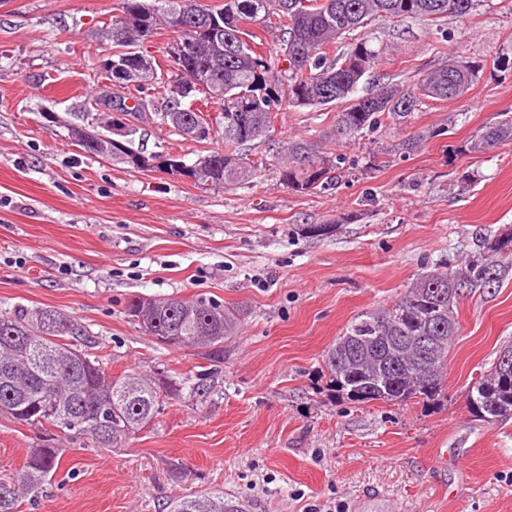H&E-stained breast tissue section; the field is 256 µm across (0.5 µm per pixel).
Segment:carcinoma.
I'll return each instance as SVG.
<instances>
[{
    "mask_svg": "<svg viewBox=\"0 0 512 512\" xmlns=\"http://www.w3.org/2000/svg\"><path fill=\"white\" fill-rule=\"evenodd\" d=\"M479 0H224L219 7L199 0H123L104 39L112 56L132 62L135 75L112 83V93L94 104L121 115L148 109L149 91L161 95L163 123L199 143L220 139L224 148L208 152L211 164L196 173V183L241 188L258 168L244 146L268 137L277 112L285 108L335 109L336 138L326 151L305 139L280 150L279 180L298 193L328 190L346 156L340 142L363 133L406 124L428 100L461 97L479 77L482 66L461 55L428 72L412 86L377 83L357 95L361 80L386 53L366 28L372 21L414 18L438 24L470 14ZM224 15V58L207 48L210 16ZM256 24L275 35L279 51L265 56L243 35ZM167 28L183 45L178 60H166V75L148 54L144 33ZM203 95L222 105L213 120L194 107ZM133 105H128V100ZM70 133L88 154L147 170L134 140L121 148L105 133L70 125ZM437 136L427 129L408 134L385 154H411ZM512 140V116L479 130L472 152L489 151ZM489 252L498 261L470 260L425 271L392 304L354 317L325 353L324 364L336 391L358 404L435 403L444 392L451 340L459 332L454 307L476 288H495L509 270L512 229L502 233ZM129 319L156 343L193 349L209 365H224V340L237 326L236 310L207 298L155 300L132 296ZM78 320L51 307L15 305L0 309V416L36 430L54 427L90 439L101 448L117 446L150 427L161 403L188 390H205V378L165 372L131 371L112 375L102 356L83 344ZM472 415L483 422L512 418V368L499 359L468 389ZM60 449L49 443L34 448L22 469L0 482V512H16L19 499L36 497L52 483L60 467ZM171 512H247L246 504L216 495H186Z\"/></svg>",
    "mask_w": 512,
    "mask_h": 512,
    "instance_id": "cac0c4a2",
    "label": "carcinoma"
}]
</instances>
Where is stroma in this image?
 <instances>
[{"label": "stroma", "mask_w": 512, "mask_h": 512, "mask_svg": "<svg viewBox=\"0 0 512 512\" xmlns=\"http://www.w3.org/2000/svg\"><path fill=\"white\" fill-rule=\"evenodd\" d=\"M120 12L121 0H0V309L75 316L112 375L202 374L209 390L166 401L152 428L116 448L54 432L55 481L19 512H169L211 490L251 501L254 512H512V419L482 422L467 404L471 380L512 346V273L459 301L435 405L352 403L323 362L356 315L391 303L437 262L488 257L512 226V140L466 149L512 114V70L494 64L512 57V0H481L439 29L379 21L388 51L377 73L390 82L413 85L456 51L484 69L462 97L429 102L390 133L346 140L354 168L333 189L307 193L282 184L277 149L329 141L332 111L279 112L270 140L246 148L265 169L240 189L84 152L66 123L79 112L98 122L91 103L111 88L100 31ZM137 125L135 146L149 156L190 164L213 148L151 110ZM435 127L443 135L417 152L366 169L378 143ZM302 224L334 230L306 238ZM135 295L239 308L223 367L132 324L125 308ZM38 445L37 431L0 417V478Z\"/></svg>", "instance_id": "1"}]
</instances>
